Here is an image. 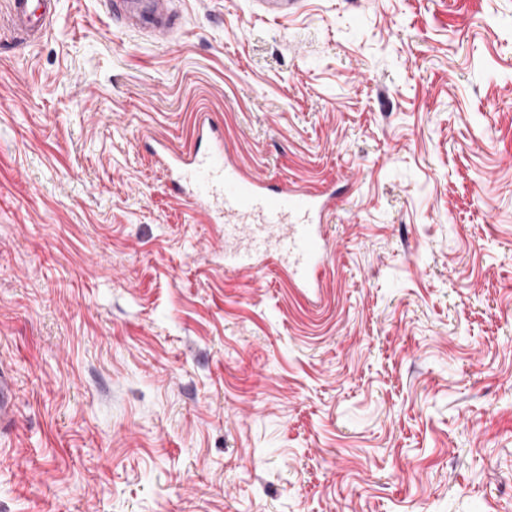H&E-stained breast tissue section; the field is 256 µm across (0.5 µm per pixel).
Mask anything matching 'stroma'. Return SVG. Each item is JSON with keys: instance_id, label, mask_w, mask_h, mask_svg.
I'll list each match as a JSON object with an SVG mask.
<instances>
[{"instance_id": "1", "label": "stroma", "mask_w": 512, "mask_h": 512, "mask_svg": "<svg viewBox=\"0 0 512 512\" xmlns=\"http://www.w3.org/2000/svg\"><path fill=\"white\" fill-rule=\"evenodd\" d=\"M178 7L0 26V512H512V0ZM201 113L336 185L320 301L168 190ZM176 0H106L107 12L128 29L155 39L171 35L179 25ZM15 417V389L13 378L8 371L0 370V428Z\"/></svg>"}]
</instances>
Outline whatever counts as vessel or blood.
<instances>
[{
  "label": "vessel or blood",
  "instance_id": "1",
  "mask_svg": "<svg viewBox=\"0 0 512 512\" xmlns=\"http://www.w3.org/2000/svg\"><path fill=\"white\" fill-rule=\"evenodd\" d=\"M6 19L25 41L50 30L59 0H5ZM176 0H105L106 10L129 29L154 38L179 25ZM147 146L168 172L174 195L219 224L224 269L281 268L301 293L322 287L330 243L323 230L336 207L335 192L274 181L245 172L215 124L201 126L193 146L180 149L146 135ZM15 417V389L0 370V428Z\"/></svg>",
  "mask_w": 512,
  "mask_h": 512
}]
</instances>
